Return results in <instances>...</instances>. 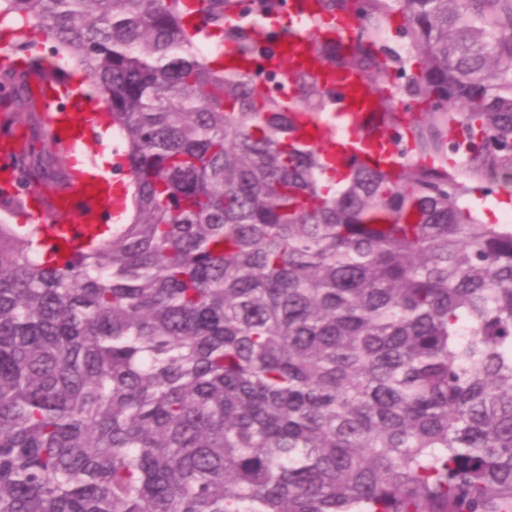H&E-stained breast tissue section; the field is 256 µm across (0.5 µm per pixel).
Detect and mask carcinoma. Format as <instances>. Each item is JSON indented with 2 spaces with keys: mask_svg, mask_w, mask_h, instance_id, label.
Returning <instances> with one entry per match:
<instances>
[{
  "mask_svg": "<svg viewBox=\"0 0 512 512\" xmlns=\"http://www.w3.org/2000/svg\"><path fill=\"white\" fill-rule=\"evenodd\" d=\"M230 2L0 0V97L68 59L129 176L126 222L82 241L0 223V512H512V224L463 206L512 183V0H318L362 24L319 62L398 150L417 69L413 160L344 171L296 125L340 122L316 74L283 99L196 52ZM68 144L0 168V213L96 169L58 171Z\"/></svg>",
  "mask_w": 512,
  "mask_h": 512,
  "instance_id": "1",
  "label": "carcinoma"
}]
</instances>
